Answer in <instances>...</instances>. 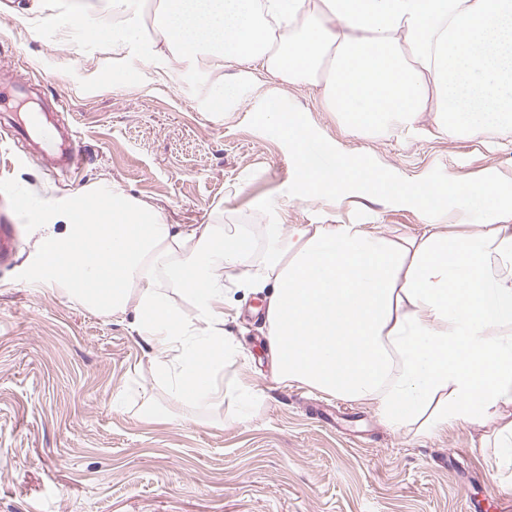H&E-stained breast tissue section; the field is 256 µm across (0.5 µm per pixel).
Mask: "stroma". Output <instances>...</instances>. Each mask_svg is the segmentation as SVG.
I'll list each match as a JSON object with an SVG mask.
<instances>
[{
  "label": "stroma",
  "mask_w": 512,
  "mask_h": 512,
  "mask_svg": "<svg viewBox=\"0 0 512 512\" xmlns=\"http://www.w3.org/2000/svg\"><path fill=\"white\" fill-rule=\"evenodd\" d=\"M0 222L19 225L13 259L0 264V512H466L512 499L496 470L492 426L462 424L428 436L385 425L375 411L271 370L264 294L233 296L225 326L241 353L224 370V401L175 399L154 374L153 347L137 317L88 312L32 283L36 226L12 207L26 191L42 208L100 183L156 208L168 224H360L389 235L419 232L423 216L401 199L352 188L340 199L307 200L296 159L277 126L260 115L270 99L307 124L311 160L335 149L424 184L484 175L512 179V128L493 115L481 133L449 137L428 122L350 134L306 85L273 90L261 75L217 73L208 60L160 58V0H131L122 23L141 44L115 54L88 38L111 26L107 0H48L54 12H84L62 41L30 38L29 0H0ZM236 86L237 106L209 109L218 76ZM52 113L76 133L79 173H54L15 129L30 112ZM248 377L259 398L242 412L235 390ZM160 421L141 418L144 403ZM339 408L334 429L316 415Z\"/></svg>",
  "instance_id": "1"
}]
</instances>
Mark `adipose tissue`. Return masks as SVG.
I'll list each match as a JSON object with an SVG mask.
<instances>
[{
    "instance_id": "obj_1",
    "label": "adipose tissue",
    "mask_w": 512,
    "mask_h": 512,
    "mask_svg": "<svg viewBox=\"0 0 512 512\" xmlns=\"http://www.w3.org/2000/svg\"><path fill=\"white\" fill-rule=\"evenodd\" d=\"M157 24L175 59L318 86L323 109L356 135L426 112L450 136L477 134V113L512 127V0H161ZM265 119L292 146L305 198L359 186L414 200L421 231L269 224L259 246L248 225L179 231L96 185L40 212L35 278L97 314L135 311L157 377L178 399L208 404L223 401L218 375L236 360L224 330L232 288L272 284L265 324L278 381L371 405L395 429L493 424L500 479L512 483V224L453 234L445 223L449 200L493 213L512 193L491 178L419 185L341 151L312 168L303 124L274 102Z\"/></svg>"
}]
</instances>
